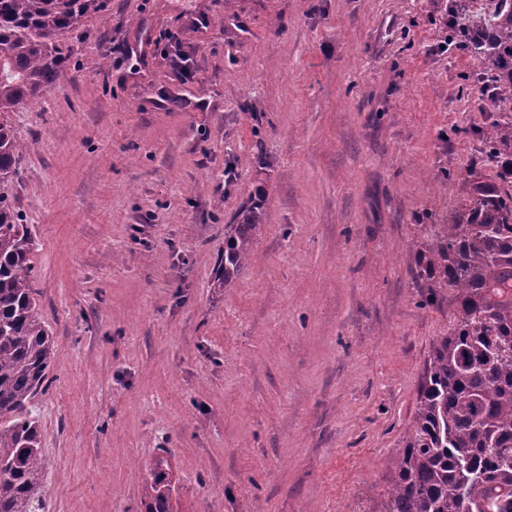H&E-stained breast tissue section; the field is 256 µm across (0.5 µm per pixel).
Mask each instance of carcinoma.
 <instances>
[{
  "mask_svg": "<svg viewBox=\"0 0 512 512\" xmlns=\"http://www.w3.org/2000/svg\"><path fill=\"white\" fill-rule=\"evenodd\" d=\"M450 41L495 98L512 103V0L473 15L452 0ZM107 0H0V512H45L46 460L31 403L45 393L55 341L39 313L30 226L11 181L25 149L8 115L67 77L56 40L106 10ZM495 179L415 250L417 277L451 294L455 322L426 360L403 451L382 512H512V117L478 131ZM266 224L262 198L224 225L217 284L231 288ZM170 463L141 485L144 512H174Z\"/></svg>",
  "mask_w": 512,
  "mask_h": 512,
  "instance_id": "1",
  "label": "carcinoma"
}]
</instances>
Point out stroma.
<instances>
[{
	"mask_svg": "<svg viewBox=\"0 0 512 512\" xmlns=\"http://www.w3.org/2000/svg\"><path fill=\"white\" fill-rule=\"evenodd\" d=\"M448 0H107L9 119L40 312L47 512H379L432 343L415 242L492 178ZM173 38L171 51L157 44ZM191 72L181 80L172 53ZM232 178H225V170ZM268 220L232 288L224 227ZM170 470V463L164 457H157L146 469L141 485L145 512H175Z\"/></svg>",
	"mask_w": 512,
	"mask_h": 512,
	"instance_id": "35a3bbf8",
	"label": "stroma"
}]
</instances>
